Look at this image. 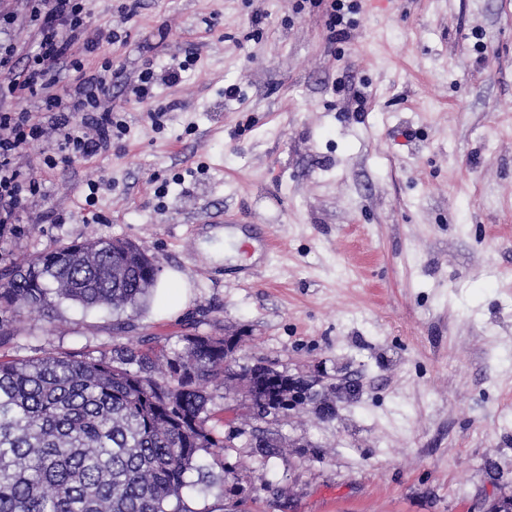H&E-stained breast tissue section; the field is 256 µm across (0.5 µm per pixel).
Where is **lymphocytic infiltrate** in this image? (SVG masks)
Instances as JSON below:
<instances>
[{
    "instance_id": "obj_1",
    "label": "lymphocytic infiltrate",
    "mask_w": 512,
    "mask_h": 512,
    "mask_svg": "<svg viewBox=\"0 0 512 512\" xmlns=\"http://www.w3.org/2000/svg\"><path fill=\"white\" fill-rule=\"evenodd\" d=\"M86 16L84 0H29L37 50L21 66L11 38L15 19L0 17V84L25 103L14 112L0 111V238L16 233L25 207L41 192L38 178L18 162L25 145L46 142L43 163L50 169L108 153L113 130L124 127L111 106L113 85L130 86L142 103L152 99L156 81L174 84L181 77L179 68L170 67L159 75L142 72L131 82L108 60L86 68L84 54L120 39L111 29L90 30ZM64 69L74 74L66 85L59 78Z\"/></svg>"
}]
</instances>
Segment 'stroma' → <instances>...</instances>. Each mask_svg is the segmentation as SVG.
<instances>
[{
  "mask_svg": "<svg viewBox=\"0 0 512 512\" xmlns=\"http://www.w3.org/2000/svg\"><path fill=\"white\" fill-rule=\"evenodd\" d=\"M86 0L121 42L84 57L130 77L195 54L152 101L112 89L110 152L47 169L0 269L122 238L182 272L187 308L148 295L123 332L234 337L237 364L336 385L244 421L226 455L260 512H486L512 497V0ZM235 85L244 98L230 102ZM169 111L155 127L151 108ZM101 180L95 206L86 183ZM27 344L111 352L115 314L65 302L16 315ZM285 446L259 469L250 431Z\"/></svg>",
  "mask_w": 512,
  "mask_h": 512,
  "instance_id": "35a3bbf8",
  "label": "stroma"
}]
</instances>
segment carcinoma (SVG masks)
<instances>
[{
  "instance_id": "1",
  "label": "carcinoma",
  "mask_w": 512,
  "mask_h": 512,
  "mask_svg": "<svg viewBox=\"0 0 512 512\" xmlns=\"http://www.w3.org/2000/svg\"><path fill=\"white\" fill-rule=\"evenodd\" d=\"M157 277L131 241L73 242L1 271L0 307L50 319L65 301L118 313ZM20 332L1 318L0 350ZM224 367V337L197 331L169 349L118 343L110 356L0 353V512H197L192 493L213 490L221 512L226 497L250 512L244 490L226 487L229 446L210 408Z\"/></svg>"
}]
</instances>
